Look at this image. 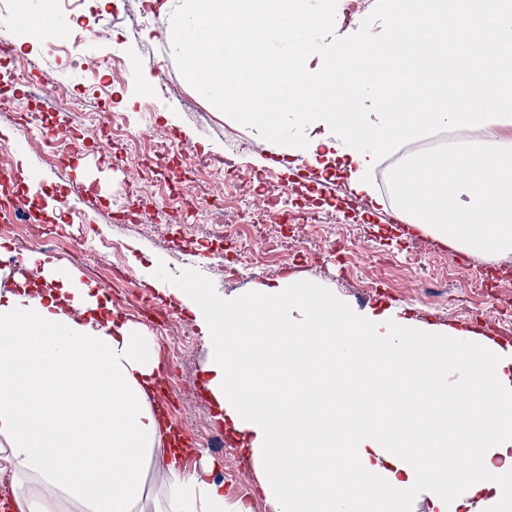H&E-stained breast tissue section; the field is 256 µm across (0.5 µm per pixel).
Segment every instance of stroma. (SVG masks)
Here are the masks:
<instances>
[{
    "label": "stroma",
    "mask_w": 512,
    "mask_h": 512,
    "mask_svg": "<svg viewBox=\"0 0 512 512\" xmlns=\"http://www.w3.org/2000/svg\"><path fill=\"white\" fill-rule=\"evenodd\" d=\"M137 2L85 0L80 8L71 9L63 0H55L53 9L67 27H75L82 14L90 28L105 31L106 36L92 39L87 47H72L69 61L50 73L43 66V43L30 42L23 34L0 43V157L9 163L13 173L37 170L42 190L56 202L59 218L47 225L56 239L44 246V253L79 269L89 282L111 279L116 263L129 272V279L119 282L118 287L132 303L124 309L113 308L112 317L142 328L151 336L161 376L169 387V395L162 401L166 421L182 433L223 435L224 446L220 449L205 447L197 438L192 440L189 464H199L205 457L212 459L213 481L228 489L246 490L249 499L243 504L245 512H273L260 487L250 451L244 448L239 435L226 429L224 412L208 388L196 386L197 380L207 377L209 346L205 336L197 335L194 348L180 363H173L166 351L170 342L168 327L161 316L144 314L134 300L146 295L158 307L177 313L178 327L193 328L197 325L195 315L173 295V288L195 284L215 299L251 296L281 279L277 259L264 256L255 267L242 269L232 280L207 269L198 275L186 270L183 260L187 255H197L203 261L223 253V238L206 234L195 216L153 229L118 220L126 168H136L154 183L153 194L140 203L144 215L149 216L172 207V187L184 188L200 179V172L190 160V149L197 145L220 152L226 140L238 139L243 148L237 161L243 172L254 178L271 170L285 179L291 176L289 168L297 167L294 176L299 187L292 201L319 211L323 221L309 225L301 243L291 252L296 266L291 277L315 284L357 309L396 307L428 325L493 339L500 334V302L512 299V282L498 289L493 298L476 291L473 281L492 271V263L453 250L448 253L447 270L418 269L412 263L414 247H434L438 241L409 228L403 234H395L396 201L375 209L368 197L351 189L342 173L321 176L299 169L298 157L287 154L279 155L274 162L266 160L257 140V128L238 117L236 105L229 103L224 109H215L187 82L182 53L168 38L170 13L178 9L177 0H172L169 9L154 10L151 20L138 28L131 25L128 17ZM302 6L312 14L336 18L335 27L313 30L312 37L319 42L355 32L362 21L385 8L383 0H302ZM90 51L101 59L122 57L127 68L117 75L108 69L100 70L104 85L91 88L87 73L80 66ZM22 62L27 63L31 80L18 85L10 82L6 74ZM162 78L181 87L183 94L156 103L165 124L180 134L171 147L169 169L160 172L145 137L147 121L141 98L146 86L155 85ZM105 111L122 113L127 128L125 136L108 143L91 136L85 122L86 114ZM31 112L43 113V128L29 125L27 115ZM76 135L81 142L75 151L68 141ZM88 160L97 164L99 176L112 185L111 191L91 206L85 205L77 192V182ZM78 225L83 227L89 243L119 244L120 257L102 252L88 260L78 254L67 236L68 229ZM335 241L345 246L343 256L332 255L331 244Z\"/></svg>",
    "instance_id": "35a3bbf8"
}]
</instances>
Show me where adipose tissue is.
Here are the masks:
<instances>
[{
	"mask_svg": "<svg viewBox=\"0 0 512 512\" xmlns=\"http://www.w3.org/2000/svg\"><path fill=\"white\" fill-rule=\"evenodd\" d=\"M383 38L317 44L326 16L288 0H185L169 36L215 108L269 86L311 100L306 129L282 145L308 166L344 161L356 192L380 152L427 130L473 140L401 171L408 222L449 247L512 255V0H390ZM258 26L238 25L241 12ZM291 45L292 76L252 50ZM0 270V462L16 512H145L143 469L161 478L165 512H230L210 459L186 471L158 456L159 369L148 337L109 320L103 290L38 251ZM13 287H4L5 278ZM210 348L208 389L249 447L274 512H398L419 492L430 512H512V347L400 316L356 311L290 280L247 298L179 288ZM462 366L463 384L448 383ZM481 458L488 478L452 469Z\"/></svg>",
	"mask_w": 512,
	"mask_h": 512,
	"instance_id": "adipose-tissue-1",
	"label": "adipose tissue"
}]
</instances>
